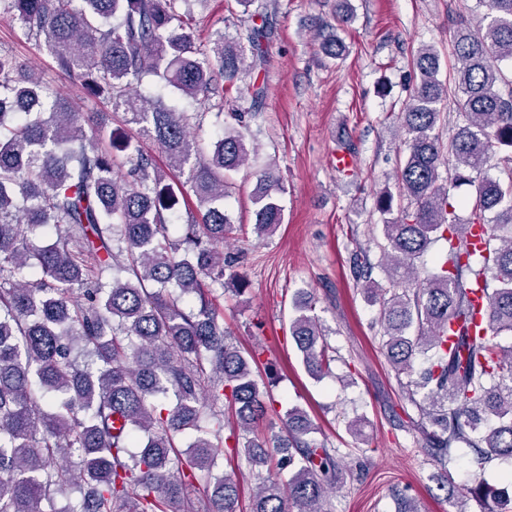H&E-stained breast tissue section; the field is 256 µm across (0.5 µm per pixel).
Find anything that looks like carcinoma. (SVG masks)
<instances>
[{"label":"carcinoma","mask_w":512,"mask_h":512,"mask_svg":"<svg viewBox=\"0 0 512 512\" xmlns=\"http://www.w3.org/2000/svg\"><path fill=\"white\" fill-rule=\"evenodd\" d=\"M25 35L58 69L77 76L86 102L106 101L123 125L106 129L23 65L0 54V512H46L54 496L80 492L66 512H240L239 482L216 473L227 439L257 482L249 512H331L341 471L338 449L314 437L295 407L280 431H261L271 403L251 364L224 330L223 296L247 282L228 274L226 176L248 165L242 134L217 132L209 148L192 115L134 91L153 76L181 97L224 103L245 62L263 64L272 31L249 25L203 48L192 0H3ZM313 40L331 60L346 56L339 34L350 0H329ZM452 18L455 66L438 78L431 45L413 55L416 83L405 103V159L396 173L400 217L382 225L388 285L371 279L369 250L353 269L379 306L380 344L444 464L457 448L483 466L512 461V0ZM457 108L443 143L442 108ZM98 127L89 137L85 125ZM152 141L157 167L126 128ZM505 148L491 162L495 146ZM129 168L115 174L118 155ZM495 174H490V170ZM469 186L466 223L448 203ZM279 177L263 170L252 193L254 230L283 222ZM195 197L184 224L182 201ZM486 228L481 247L469 230ZM55 231L37 246L30 236ZM436 271L419 277L431 244ZM482 292L488 329L474 330ZM308 291L292 301L291 337L308 373H329L332 348ZM428 366L415 374L417 356ZM422 395L416 399V395ZM238 430L224 437L226 413ZM189 437L187 450L177 436ZM288 472L282 480L280 473ZM203 486V511L188 489ZM461 501L512 512L509 498L476 480Z\"/></svg>","instance_id":"carcinoma-1"}]
</instances>
